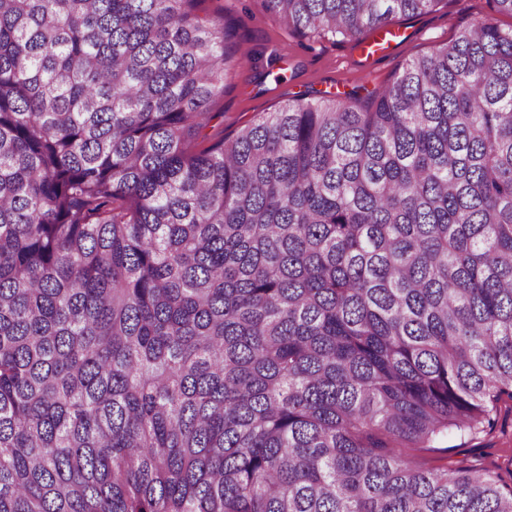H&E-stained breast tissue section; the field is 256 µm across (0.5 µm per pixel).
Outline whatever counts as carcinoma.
<instances>
[{
    "label": "carcinoma",
    "mask_w": 512,
    "mask_h": 512,
    "mask_svg": "<svg viewBox=\"0 0 512 512\" xmlns=\"http://www.w3.org/2000/svg\"><path fill=\"white\" fill-rule=\"evenodd\" d=\"M199 2L0 0V512H512L401 453L512 401V29L210 141Z\"/></svg>",
    "instance_id": "obj_1"
}]
</instances>
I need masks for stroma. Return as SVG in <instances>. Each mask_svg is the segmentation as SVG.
I'll use <instances>...</instances> for the list:
<instances>
[{"mask_svg": "<svg viewBox=\"0 0 512 512\" xmlns=\"http://www.w3.org/2000/svg\"><path fill=\"white\" fill-rule=\"evenodd\" d=\"M198 9L228 31L226 48L239 61L206 128L215 139L232 136L304 93L344 95L380 88L397 77L409 60L452 41L473 20L487 18L502 29L512 28V15L494 11L489 0H441L430 13L396 18L399 38L384 55L366 56L347 40L300 36L268 17L263 0H201ZM511 449L512 414H503L483 433L451 431L427 447L405 449L404 454L415 464L434 469L477 460L491 465Z\"/></svg>", "mask_w": 512, "mask_h": 512, "instance_id": "obj_1", "label": "stroma"}]
</instances>
